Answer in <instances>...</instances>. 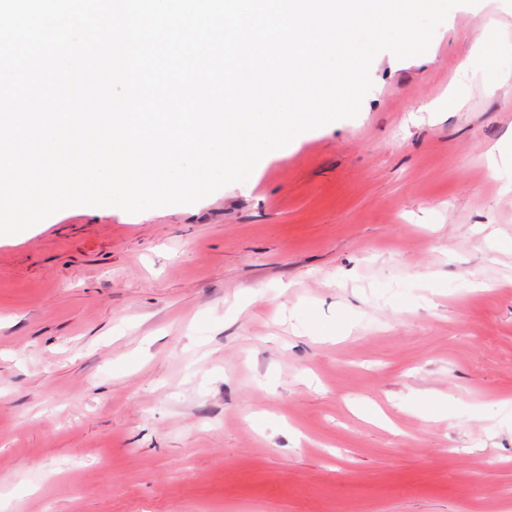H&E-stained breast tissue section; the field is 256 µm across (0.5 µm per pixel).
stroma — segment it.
Listing matches in <instances>:
<instances>
[{
  "instance_id": "obj_1",
  "label": "stroma",
  "mask_w": 512,
  "mask_h": 512,
  "mask_svg": "<svg viewBox=\"0 0 512 512\" xmlns=\"http://www.w3.org/2000/svg\"><path fill=\"white\" fill-rule=\"evenodd\" d=\"M489 28L512 0L380 52L252 184L0 236V512H512Z\"/></svg>"
}]
</instances>
